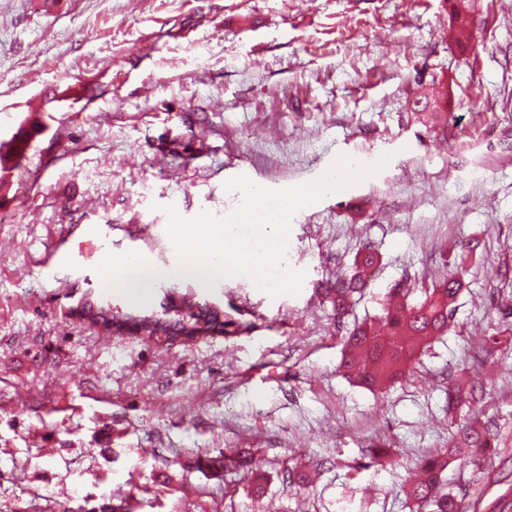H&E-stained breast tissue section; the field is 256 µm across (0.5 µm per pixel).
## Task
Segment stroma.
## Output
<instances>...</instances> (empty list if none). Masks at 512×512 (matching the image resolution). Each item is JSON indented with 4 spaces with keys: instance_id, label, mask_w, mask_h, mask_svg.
<instances>
[{
    "instance_id": "obj_1",
    "label": "stroma",
    "mask_w": 512,
    "mask_h": 512,
    "mask_svg": "<svg viewBox=\"0 0 512 512\" xmlns=\"http://www.w3.org/2000/svg\"><path fill=\"white\" fill-rule=\"evenodd\" d=\"M447 0H0V136L45 128L0 170V497L15 512L133 504L137 512H413L422 455L483 394L495 440L452 462L463 512H512V0H476L473 38H448ZM436 97L447 124L417 112ZM66 153H56L57 143ZM376 176L300 210L295 295L249 278L181 291L220 303L223 335L188 342L101 333L73 317L105 291L103 255L177 264L165 206L224 216L246 176L319 177L336 155ZM151 226L141 236L140 226ZM376 271L337 321L320 290ZM471 250L451 327L384 397L338 366L354 322L378 321L394 284L423 291ZM384 459L368 461L371 448ZM250 449L266 472L200 468ZM310 481H284L283 461Z\"/></svg>"
}]
</instances>
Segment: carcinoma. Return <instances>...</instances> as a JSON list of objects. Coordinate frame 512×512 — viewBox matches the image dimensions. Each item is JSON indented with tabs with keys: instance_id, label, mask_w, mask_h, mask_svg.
I'll return each instance as SVG.
<instances>
[{
	"instance_id": "carcinoma-1",
	"label": "carcinoma",
	"mask_w": 512,
	"mask_h": 512,
	"mask_svg": "<svg viewBox=\"0 0 512 512\" xmlns=\"http://www.w3.org/2000/svg\"><path fill=\"white\" fill-rule=\"evenodd\" d=\"M471 0H455L451 6L448 36L464 44L471 38L469 16ZM30 147L29 134L18 130L14 136L11 150H0V167L17 168L21 165ZM470 253L466 250L458 255L448 274L433 288L425 290V298L418 303L408 301L410 289L395 288L389 299L383 304L380 317L387 335L380 334L376 327L363 324L353 328L344 340V353L341 366L346 373L360 385L383 391L394 384L412 364L420 350L431 340L442 336L448 330V321L452 316V304L455 303L467 274ZM376 258L371 250H366L356 259L352 276L336 282L332 288L325 289L330 298L336 317L341 319L352 306L355 293L359 292L371 276V268ZM96 307H88L87 319L112 332L120 330L124 320L140 319L144 321L143 330L148 336L170 333H183L184 339L195 341L213 334L219 327L224 313L213 310L204 311L200 304L191 298L178 304L165 302L158 310L131 309L114 311L112 306L99 299L94 300ZM482 395L472 389L459 385L448 387V407L466 406L469 419L460 425L448 442V447L438 450L423 459L421 477L413 483L407 497L416 506V512H457L455 495L440 489L442 475L448 468L451 458L467 453L475 456L491 447V436L480 432L471 423L479 418ZM198 466L216 467L220 464L228 468H242L256 473V481L265 474L259 465L239 453L224 455L220 461L211 457L197 459Z\"/></svg>"
}]
</instances>
